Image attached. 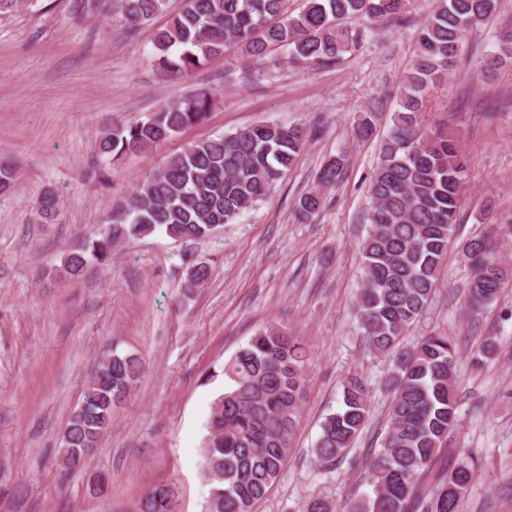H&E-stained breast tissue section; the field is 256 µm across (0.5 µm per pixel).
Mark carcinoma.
Masks as SVG:
<instances>
[{
	"mask_svg": "<svg viewBox=\"0 0 512 512\" xmlns=\"http://www.w3.org/2000/svg\"><path fill=\"white\" fill-rule=\"evenodd\" d=\"M39 0H0V15L38 7ZM167 0H106L133 31L166 9ZM181 9L155 36L154 63L167 77H187L229 46L264 77L280 57L292 65L340 64L368 34L399 21L414 0H180ZM500 0H434L421 23L417 50L407 71L392 125L381 139L369 184L366 235L360 242L363 286L356 309L363 335L375 354L394 355L389 374L393 399L389 424L372 462V490L343 512H459L473 470L465 462L438 464L458 424L457 347L441 332L421 337L401 351L403 336L420 321L438 287L448 248L459 223L468 183V159L460 140L444 126L423 120L431 90L446 83L464 55V33L494 17ZM512 63V22L501 27L496 49L478 63L486 73ZM213 92L200 88L164 104L143 120L115 126L99 142L102 155L118 160L148 151L206 118ZM378 113L362 112L357 136L370 138ZM312 132L302 124L259 121L222 136L194 142L152 173L129 195L99 237L71 250L64 272L82 276L89 262L105 265L112 248L127 237L162 231L176 241L201 242L270 194L284 180ZM344 156L325 161L314 184L295 202L302 221L319 215L325 193L342 181ZM17 177L0 162V194ZM39 224H56L57 196L35 203ZM471 269L465 305L478 314L512 287V270L498 257L489 233L462 249ZM211 277L203 262L187 267L185 287L201 288ZM144 370L134 354L104 356L88 381L83 403L65 427L61 448L67 470L87 467L112 425L114 409L131 393ZM224 391L211 405L201 448L209 484L204 512H254L280 477L292 450V435L306 400L308 362L302 339L270 326L252 336L224 362ZM371 389L354 372L342 383V406L321 425L315 454L336 465L366 426ZM175 487L157 484L140 498L138 512H173Z\"/></svg>",
	"mask_w": 512,
	"mask_h": 512,
	"instance_id": "obj_1",
	"label": "carcinoma"
}]
</instances>
